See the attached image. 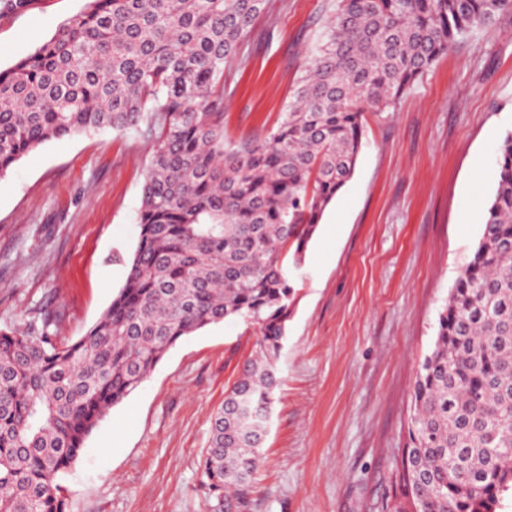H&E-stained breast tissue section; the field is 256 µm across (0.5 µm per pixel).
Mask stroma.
<instances>
[{
	"instance_id": "stroma-1",
	"label": "stroma",
	"mask_w": 512,
	"mask_h": 512,
	"mask_svg": "<svg viewBox=\"0 0 512 512\" xmlns=\"http://www.w3.org/2000/svg\"><path fill=\"white\" fill-rule=\"evenodd\" d=\"M224 71V138L274 127L323 30L328 0H272ZM34 0L0 14V69L80 13ZM512 132V11L458 42L368 115L352 178L312 238L278 367L264 463L246 512H383L415 376L482 234L497 150ZM152 141L106 130L47 142L0 177V329L56 316L83 336L123 286ZM230 318L179 340L88 436L60 479L68 512H207L201 458L254 350Z\"/></svg>"
}]
</instances>
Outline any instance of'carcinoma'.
I'll return each instance as SVG.
<instances>
[{
    "mask_svg": "<svg viewBox=\"0 0 512 512\" xmlns=\"http://www.w3.org/2000/svg\"><path fill=\"white\" fill-rule=\"evenodd\" d=\"M270 0H86L0 70V177L43 143L112 129L153 141L122 288L87 332L0 330V512H67L59 482L111 407L185 336L239 317L253 356L201 461L210 512H243L263 464L293 281L388 112L512 0H331L288 111L224 143V67ZM512 494V133L471 260L412 386L389 512H497Z\"/></svg>",
    "mask_w": 512,
    "mask_h": 512,
    "instance_id": "1",
    "label": "carcinoma"
}]
</instances>
